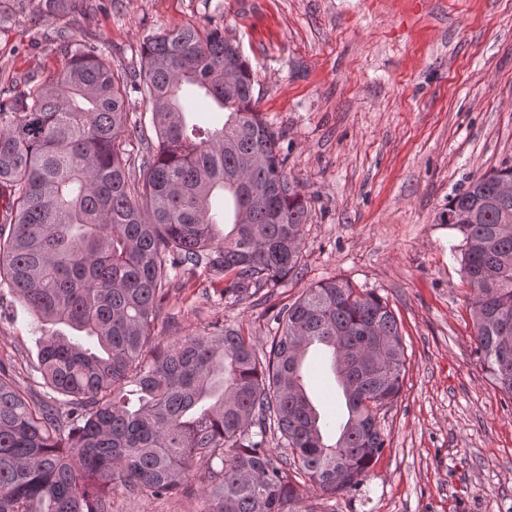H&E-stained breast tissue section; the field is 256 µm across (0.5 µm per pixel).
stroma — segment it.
I'll return each instance as SVG.
<instances>
[{
	"label": "stroma",
	"instance_id": "35a3bbf8",
	"mask_svg": "<svg viewBox=\"0 0 512 512\" xmlns=\"http://www.w3.org/2000/svg\"><path fill=\"white\" fill-rule=\"evenodd\" d=\"M39 0H0V91L54 78L65 39L102 44L113 68L140 70L143 40L218 28L255 73L256 109L279 135L287 173L311 205L302 268L251 300L224 304L206 278L172 287L156 333L170 342L215 320L268 346L266 311L342 277L384 298L407 352L382 410L389 443L356 493L299 512H512V409L476 349L470 288L449 197L512 165V0H76L45 17ZM46 329L20 302L0 317V362L46 397ZM191 495H112V512H204Z\"/></svg>",
	"mask_w": 512,
	"mask_h": 512
}]
</instances>
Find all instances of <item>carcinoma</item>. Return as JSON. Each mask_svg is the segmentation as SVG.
<instances>
[{"instance_id":"1","label":"carcinoma","mask_w":512,"mask_h":512,"mask_svg":"<svg viewBox=\"0 0 512 512\" xmlns=\"http://www.w3.org/2000/svg\"><path fill=\"white\" fill-rule=\"evenodd\" d=\"M66 55L53 80L27 76L0 101V294L54 327L38 370L55 393L26 397L0 364V512H111L112 492L175 496L200 465L205 512H292L304 488L327 499L358 490L387 447L379 414L406 368L381 297L318 281L271 315L268 351L227 321L165 344L155 333L179 278L221 274L210 284L233 305L301 266L311 209L256 110L239 46L183 26L146 37L138 72L114 70L100 45L69 42ZM132 92L154 141L130 120ZM198 94L210 107H196ZM503 183L512 166L473 180L448 212L477 352L512 403ZM314 342L348 382L349 428L335 439L315 427L295 375Z\"/></svg>"}]
</instances>
